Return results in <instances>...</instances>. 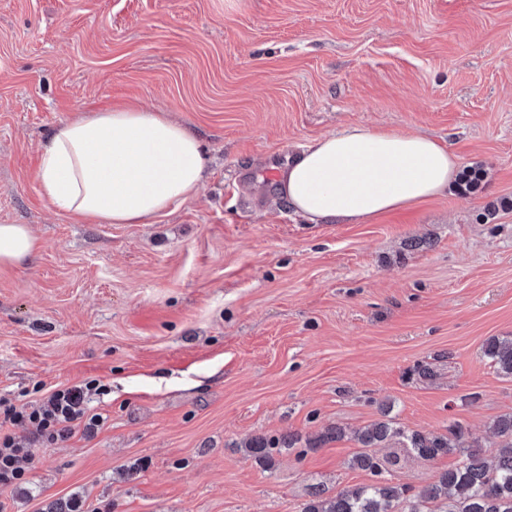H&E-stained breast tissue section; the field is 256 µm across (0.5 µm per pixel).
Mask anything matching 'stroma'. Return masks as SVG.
Returning <instances> with one entry per match:
<instances>
[{"label": "stroma", "instance_id": "stroma-1", "mask_svg": "<svg viewBox=\"0 0 512 512\" xmlns=\"http://www.w3.org/2000/svg\"><path fill=\"white\" fill-rule=\"evenodd\" d=\"M166 112L208 174L148 224H75L39 195L64 121ZM348 126L422 133L482 170L359 224H310L275 172ZM512 0H0V224L39 247L0 266V398L98 379L106 426L34 442L0 512H301L371 482L357 429L462 422L494 457L512 378ZM427 366L424 379L418 367ZM332 426L340 440L311 450ZM278 440L267 461L246 447ZM392 481L459 463L390 444ZM483 354L499 374L512 378V338L490 339Z\"/></svg>", "mask_w": 512, "mask_h": 512}]
</instances>
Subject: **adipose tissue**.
I'll list each match as a JSON object with an SVG mask.
<instances>
[{"instance_id":"adipose-tissue-1","label":"adipose tissue","mask_w":512,"mask_h":512,"mask_svg":"<svg viewBox=\"0 0 512 512\" xmlns=\"http://www.w3.org/2000/svg\"><path fill=\"white\" fill-rule=\"evenodd\" d=\"M461 167L435 139L350 126L314 139L281 172L279 194L315 224H356L445 195ZM206 171L197 135L167 113L89 112L43 141L40 195L76 224H146L195 193ZM37 248L27 225L0 224V265Z\"/></svg>"}]
</instances>
